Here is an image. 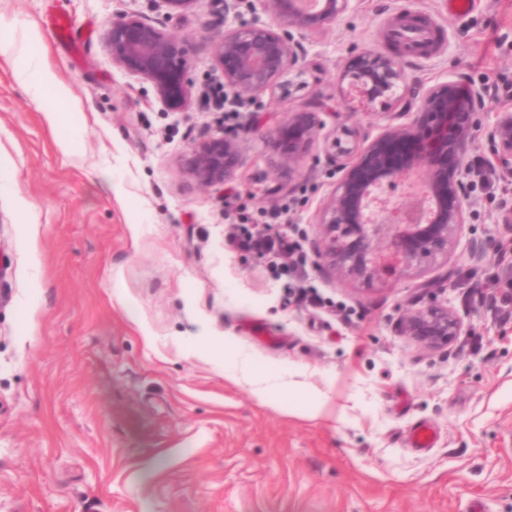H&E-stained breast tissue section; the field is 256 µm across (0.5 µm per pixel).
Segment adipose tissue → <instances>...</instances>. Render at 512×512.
I'll use <instances>...</instances> for the list:
<instances>
[{
	"mask_svg": "<svg viewBox=\"0 0 512 512\" xmlns=\"http://www.w3.org/2000/svg\"><path fill=\"white\" fill-rule=\"evenodd\" d=\"M39 35L35 30H28L24 45H17L13 39L0 40V55L19 58L20 64L15 76L20 84L30 89L34 95H41L44 89H52L57 100L69 103L73 97L67 87L55 77L42 54L30 50L29 45L37 41ZM224 376L230 380L242 379L253 388L256 396L264 402L270 401L272 395L288 394L294 386L282 377L258 370L249 359H240L231 367L225 368Z\"/></svg>",
	"mask_w": 512,
	"mask_h": 512,
	"instance_id": "ef3b65f1",
	"label": "adipose tissue"
}]
</instances>
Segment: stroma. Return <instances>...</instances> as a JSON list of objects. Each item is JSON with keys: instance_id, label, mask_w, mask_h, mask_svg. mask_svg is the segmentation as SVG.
Wrapping results in <instances>:
<instances>
[{"instance_id": "1", "label": "stroma", "mask_w": 512, "mask_h": 512, "mask_svg": "<svg viewBox=\"0 0 512 512\" xmlns=\"http://www.w3.org/2000/svg\"><path fill=\"white\" fill-rule=\"evenodd\" d=\"M63 13L80 47L71 59L45 20ZM134 13L173 36L195 89L167 110L153 85L112 61L108 22ZM16 41L35 28L57 80L79 106L34 97L0 56V512H512V179L478 137L477 182L448 257L390 282L343 280L317 257L318 225L338 175L322 143L278 170L276 129L316 98L341 104L352 129L397 122L396 99L464 77L486 90L485 116L512 112V0H352L335 23L297 35L319 70L277 75L256 130L241 135L229 187L205 188L185 170L197 141L235 129L199 91L215 75L224 33L217 0L168 19L159 0H0ZM425 18L436 49L416 55L390 33ZM400 58L395 96L349 95L356 50ZM293 182V194L276 192ZM283 211L281 222L269 215ZM299 238L308 289L298 304L269 261L227 243L235 225ZM480 247L479 265L469 259ZM444 284L470 334L429 349L400 332L402 316ZM249 356L262 371L298 373L321 396L260 402L225 364ZM436 429L432 448L408 429Z\"/></svg>"}]
</instances>
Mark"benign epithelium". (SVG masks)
Listing matches in <instances>:
<instances>
[{
    "label": "benign epithelium",
    "instance_id": "1",
    "mask_svg": "<svg viewBox=\"0 0 512 512\" xmlns=\"http://www.w3.org/2000/svg\"><path fill=\"white\" fill-rule=\"evenodd\" d=\"M224 35L213 43L215 62L224 77L228 101L242 97L257 105L274 76L285 68L307 65L295 32L316 30L340 19L351 0H319L306 10L300 0H262L276 19L267 25L242 21L251 0H222ZM113 60L123 70L141 75L156 88L171 111L183 110L192 84L187 61L176 43L160 29L126 14L110 23ZM352 88L373 101L391 95L405 80L401 61L373 49H363L348 70ZM418 105L401 102L404 124L379 127L372 136L349 132V140L331 141V157L341 174L336 194L318 225V256L341 278L362 281L396 280L406 271L448 256L458 240L465 215L473 205V183L467 153L480 134L495 147L499 174L512 178V113L500 112L483 122L486 91L474 83L461 86L446 79L414 93ZM333 115L344 130V113L323 102L312 110L290 112L278 134L279 167L291 168L326 127L318 113ZM240 154L239 134H224L194 144L186 160L188 174L210 188L231 178ZM403 175L411 179L402 203L392 206L386 188ZM445 289L437 288L429 301L401 322L404 336L438 348L466 333Z\"/></svg>",
    "mask_w": 512,
    "mask_h": 512
}]
</instances>
